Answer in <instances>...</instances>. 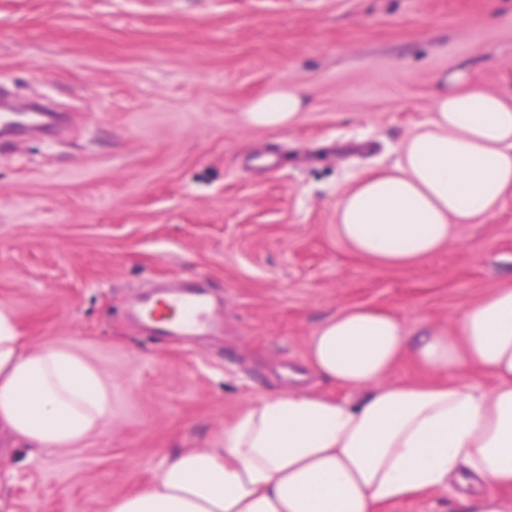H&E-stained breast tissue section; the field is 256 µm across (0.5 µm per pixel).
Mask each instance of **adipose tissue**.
Instances as JSON below:
<instances>
[{
    "instance_id": "adipose-tissue-1",
    "label": "adipose tissue",
    "mask_w": 512,
    "mask_h": 512,
    "mask_svg": "<svg viewBox=\"0 0 512 512\" xmlns=\"http://www.w3.org/2000/svg\"><path fill=\"white\" fill-rule=\"evenodd\" d=\"M310 103L306 87L280 85L242 118L289 126ZM509 195L512 96L456 70L397 162L345 191L336 224L357 253L405 266ZM408 354L444 381L386 382ZM307 365L356 401L299 389L261 395L204 447L168 458L150 484L113 498L105 512H379L440 491L461 472L481 490L467 512H512V288L469 305L450 335L432 329L415 338L389 312L340 311L313 331ZM465 367L493 387L460 378ZM111 416L104 372L61 343L26 349L13 312L0 305V429L28 447L63 450Z\"/></svg>"
}]
</instances>
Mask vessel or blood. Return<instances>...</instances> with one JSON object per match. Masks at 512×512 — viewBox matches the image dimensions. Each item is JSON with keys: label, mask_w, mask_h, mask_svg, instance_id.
<instances>
[{"label": "vessel or blood", "mask_w": 512, "mask_h": 512, "mask_svg": "<svg viewBox=\"0 0 512 512\" xmlns=\"http://www.w3.org/2000/svg\"><path fill=\"white\" fill-rule=\"evenodd\" d=\"M51 112H1L0 144L22 136L54 128ZM140 317L157 333L168 336H189L205 330L212 317L209 305L197 292L172 289L162 299L145 298Z\"/></svg>", "instance_id": "vessel-or-blood-1"}]
</instances>
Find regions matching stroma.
<instances>
[{
  "mask_svg": "<svg viewBox=\"0 0 512 512\" xmlns=\"http://www.w3.org/2000/svg\"><path fill=\"white\" fill-rule=\"evenodd\" d=\"M512 96V0H0V85L65 111L0 147V303L26 346L69 344L112 383V421L35 453L0 435V512H102L293 387L308 340L353 307L410 335L512 287V196L407 267L359 255L336 206L392 166L457 68ZM308 87L293 126L248 102ZM203 285L207 335L156 336L142 290ZM459 487L382 512H458Z\"/></svg>",
  "mask_w": 512,
  "mask_h": 512,
  "instance_id": "35a3bbf8",
  "label": "stroma"
}]
</instances>
